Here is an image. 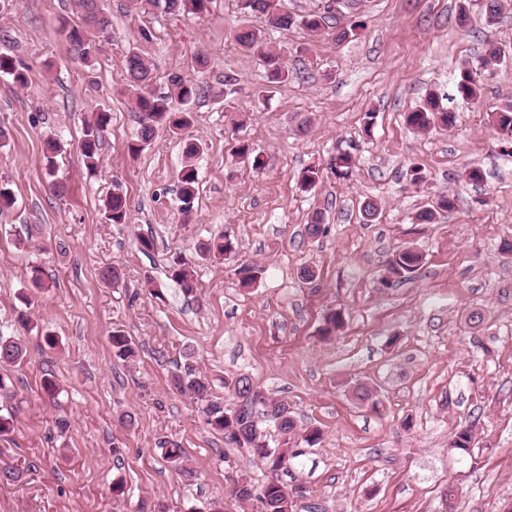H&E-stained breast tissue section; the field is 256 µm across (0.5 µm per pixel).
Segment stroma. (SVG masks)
I'll return each mask as SVG.
<instances>
[{
	"label": "stroma",
	"instance_id": "stroma-1",
	"mask_svg": "<svg viewBox=\"0 0 512 512\" xmlns=\"http://www.w3.org/2000/svg\"><path fill=\"white\" fill-rule=\"evenodd\" d=\"M105 3L110 38L90 69L59 29L71 0H0V52L30 75L24 86L0 76V181L16 199L0 212V331L28 349L21 365L0 369L11 392L0 414L13 418L0 458L29 466L22 481H0V512H263L259 500L235 502L232 489L241 476L264 484L268 465L225 446L193 396L172 389L185 364L228 403L225 382L249 375L287 401L299 426L320 429L321 443L281 476L309 491L295 512H442L452 482L457 512H512V254L500 251L512 242V143L490 124L512 101V0L492 26L480 0H362V27L341 43L271 27L236 0H212L200 17ZM244 24L264 30L293 73L265 98L259 56L232 41ZM490 44L507 58L484 76L479 101L452 102V127L409 129L407 112L427 93L451 94L458 69ZM132 48L151 64L155 92L174 76L202 87L181 137L160 133L137 155ZM200 52L210 59L202 71ZM98 112L112 120L90 172L80 141ZM50 137L61 145V195L45 168ZM242 138L263 170L235 156ZM187 139L203 150L185 216L177 175ZM341 152L355 163L346 180L331 167ZM414 165L425 177L417 186ZM311 166L320 179L306 189L300 177ZM472 167L485 171L483 185L466 180ZM117 185L129 203L123 224L104 215ZM448 193L455 210L414 226ZM370 198L381 213L365 224L359 208ZM317 211L325 231L313 239L305 226ZM222 232L235 252L198 259L199 243ZM142 235L154 237L152 251L138 249ZM406 246L423 253L422 267L380 287L387 259ZM178 254L196 262V300L169 277ZM243 264L263 270L254 287L238 283ZM34 265L45 288L29 285ZM108 267L118 286L102 282ZM306 267L315 281L302 279ZM334 311L344 326L322 335ZM473 311L480 326L467 321ZM118 330L137 348L132 361L112 353ZM47 331L57 347L45 344ZM48 373L60 383L53 401L41 388ZM363 382L376 386V408L351 399ZM465 426L473 444L463 456L449 443ZM163 440L183 448L194 479L164 459Z\"/></svg>",
	"mask_w": 512,
	"mask_h": 512
}]
</instances>
